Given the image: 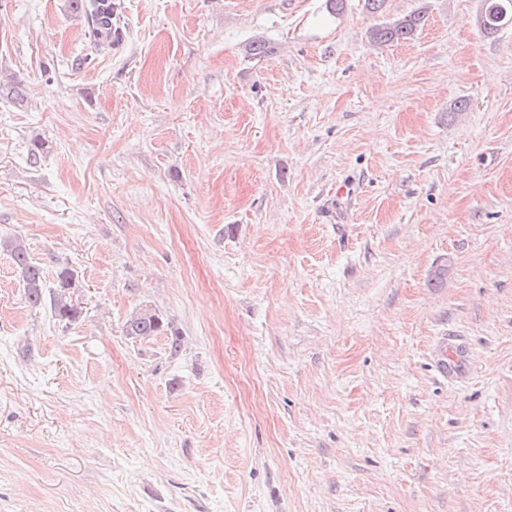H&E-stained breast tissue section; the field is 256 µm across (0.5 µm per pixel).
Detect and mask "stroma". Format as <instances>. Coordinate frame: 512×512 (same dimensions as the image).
Listing matches in <instances>:
<instances>
[{
  "instance_id": "obj_1",
  "label": "stroma",
  "mask_w": 512,
  "mask_h": 512,
  "mask_svg": "<svg viewBox=\"0 0 512 512\" xmlns=\"http://www.w3.org/2000/svg\"><path fill=\"white\" fill-rule=\"evenodd\" d=\"M119 3L99 54L69 0H0V238L83 308L0 250V512H512V27ZM145 306L178 353L126 336ZM422 9L376 25L369 31L370 39L380 45L412 39L426 21V11ZM0 248L10 252V255L25 283V295L32 307L41 306L44 300L45 274L43 268L32 262L28 251L18 239L0 238ZM78 288L79 284L74 272L69 268L60 269L57 273L56 292L51 304V310L58 322L70 324L80 318L82 308L80 303L74 300Z\"/></svg>"
}]
</instances>
